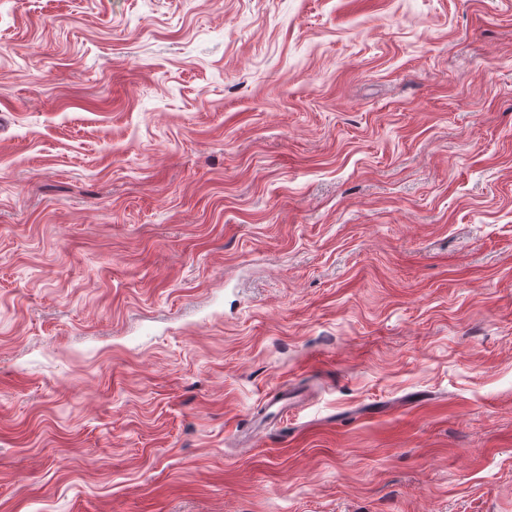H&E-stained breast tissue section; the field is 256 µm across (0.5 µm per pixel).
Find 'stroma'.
Returning <instances> with one entry per match:
<instances>
[{"mask_svg":"<svg viewBox=\"0 0 512 512\" xmlns=\"http://www.w3.org/2000/svg\"><path fill=\"white\" fill-rule=\"evenodd\" d=\"M0 512H512V0H0Z\"/></svg>","mask_w":512,"mask_h":512,"instance_id":"1","label":"stroma"}]
</instances>
